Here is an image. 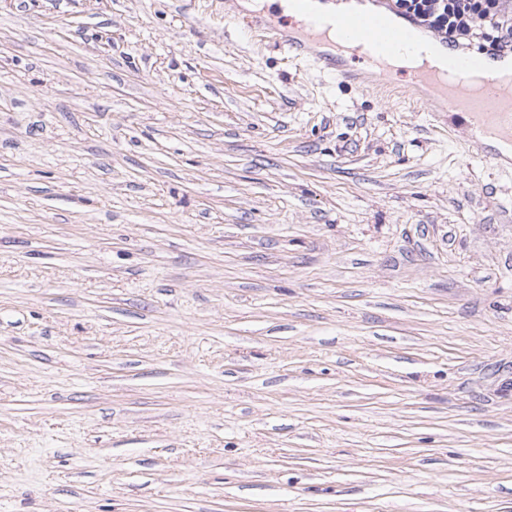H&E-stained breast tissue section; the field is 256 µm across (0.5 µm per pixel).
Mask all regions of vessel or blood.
<instances>
[{
  "label": "vessel or blood",
  "mask_w": 512,
  "mask_h": 512,
  "mask_svg": "<svg viewBox=\"0 0 512 512\" xmlns=\"http://www.w3.org/2000/svg\"><path fill=\"white\" fill-rule=\"evenodd\" d=\"M306 2L295 0L300 15L296 34H289L285 23L271 17H255L250 26L290 53H311L315 63L339 81L349 82L356 71L366 70L374 84H405L413 94L424 96L434 111L468 116L472 131L512 144V80L497 78L489 57L450 45L441 68L392 69L388 59L412 44L422 30L412 21H392L387 0H370V8L345 10L327 22L308 11ZM452 74L483 77L490 88L482 94L468 93L449 82Z\"/></svg>",
  "instance_id": "vessel-or-blood-1"
}]
</instances>
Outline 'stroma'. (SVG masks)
I'll return each instance as SVG.
<instances>
[{
	"label": "stroma",
	"mask_w": 512,
	"mask_h": 512,
	"mask_svg": "<svg viewBox=\"0 0 512 512\" xmlns=\"http://www.w3.org/2000/svg\"><path fill=\"white\" fill-rule=\"evenodd\" d=\"M224 0H0V512H512V163Z\"/></svg>",
	"instance_id": "1"
}]
</instances>
